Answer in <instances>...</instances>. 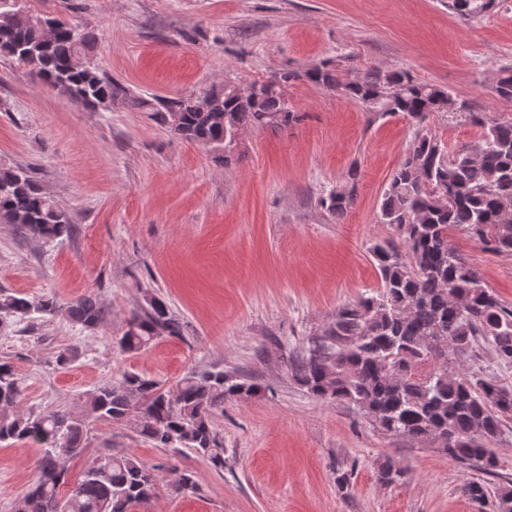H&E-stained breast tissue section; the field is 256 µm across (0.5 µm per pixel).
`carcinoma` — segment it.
<instances>
[{"instance_id": "cac0c4a2", "label": "carcinoma", "mask_w": 512, "mask_h": 512, "mask_svg": "<svg viewBox=\"0 0 512 512\" xmlns=\"http://www.w3.org/2000/svg\"><path fill=\"white\" fill-rule=\"evenodd\" d=\"M496 0H448L464 20L490 12ZM47 19L22 0H0V56L28 75L84 107L101 110L131 105L176 135L204 148L236 152L235 135L249 129L281 128L298 120L282 83L305 80L339 89L383 118L403 115L422 123L433 113L457 111V100L442 87L406 71L370 70L346 83L326 64L283 73L281 82L260 83V93L238 94L226 84L198 97H136L87 61L94 37L71 20ZM495 91L512 100V69L495 78ZM481 129L478 140L453 152L436 135L420 130L405 150L379 204V223L390 235L370 252L380 290L336 311L309 353L297 359L292 376L314 397L352 405L395 436L431 439L448 458L499 478L494 490L481 481L466 486L479 503L512 512V478L498 473L493 445L504 420L512 417V387L446 366L487 344L497 361L512 363V308L488 288L479 271L450 243L448 231H465L496 253H512V119L491 120L470 112ZM355 203V186L338 187L320 205L341 218ZM0 224L25 237L54 241L76 227L44 187L22 167L0 168ZM95 332L106 318L99 302L83 296L63 307L52 298L0 296V317L53 318L60 312ZM184 322L150 290L133 308L117 340L126 353L146 350L161 337L184 336ZM442 366L427 375L419 365ZM260 387L237 374L191 371L174 387L136 373L97 388L87 413L65 409L34 413L22 408V390L11 363L0 360V444L25 441L40 448L37 477L15 504V512H133L148 503L161 484L160 467L132 454H104L66 484L69 462L84 449L90 420L130 424L156 448H187L224 469V439L216 416L224 402L257 396ZM385 484L403 480L406 470L392 460L377 471Z\"/></svg>"}]
</instances>
